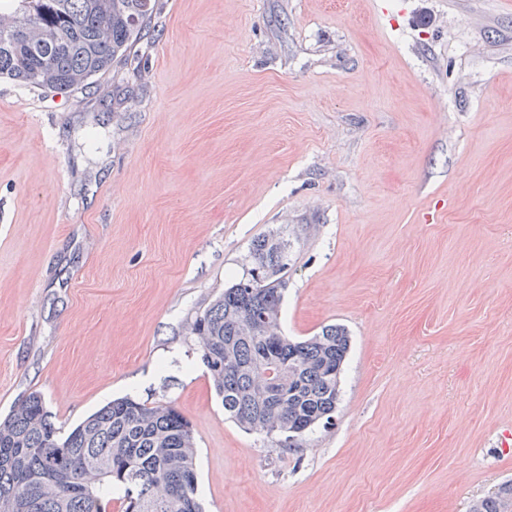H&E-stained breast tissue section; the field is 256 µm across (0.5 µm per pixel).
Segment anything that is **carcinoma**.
<instances>
[{
  "mask_svg": "<svg viewBox=\"0 0 512 512\" xmlns=\"http://www.w3.org/2000/svg\"><path fill=\"white\" fill-rule=\"evenodd\" d=\"M156 0H5L0 11V77L73 90L112 70L150 28ZM252 267L224 288L191 325L200 359L224 412L268 436L312 430L333 414L349 350L344 329L329 325L305 340L281 332L288 240L255 239ZM279 371L276 395L259 366ZM195 438L172 405L117 398L68 431L31 393L0 421V512H203L197 498ZM69 474L85 486H61ZM473 512H512V483Z\"/></svg>",
  "mask_w": 512,
  "mask_h": 512,
  "instance_id": "obj_1",
  "label": "carcinoma"
}]
</instances>
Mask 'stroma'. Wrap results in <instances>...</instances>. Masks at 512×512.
I'll return each mask as SVG.
<instances>
[{"instance_id":"35a3bbf8","label":"stroma","mask_w":512,"mask_h":512,"mask_svg":"<svg viewBox=\"0 0 512 512\" xmlns=\"http://www.w3.org/2000/svg\"><path fill=\"white\" fill-rule=\"evenodd\" d=\"M74 91L0 78V418L174 406L204 512H471L512 482V0H157ZM288 240L331 425L229 419L190 332Z\"/></svg>"}]
</instances>
